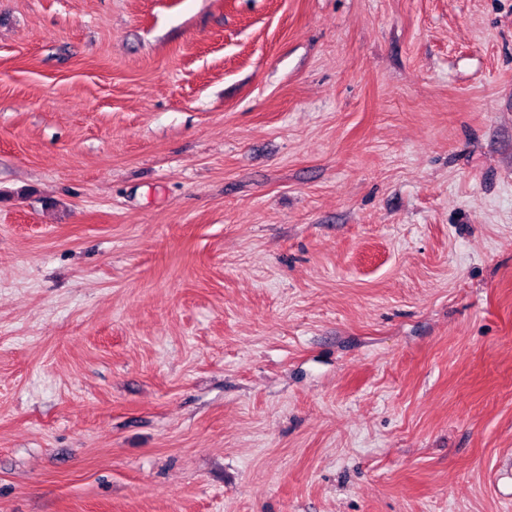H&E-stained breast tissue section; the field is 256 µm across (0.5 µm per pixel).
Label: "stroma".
<instances>
[{"mask_svg": "<svg viewBox=\"0 0 512 512\" xmlns=\"http://www.w3.org/2000/svg\"><path fill=\"white\" fill-rule=\"evenodd\" d=\"M0 512H512V0H0Z\"/></svg>", "mask_w": 512, "mask_h": 512, "instance_id": "obj_1", "label": "stroma"}]
</instances>
